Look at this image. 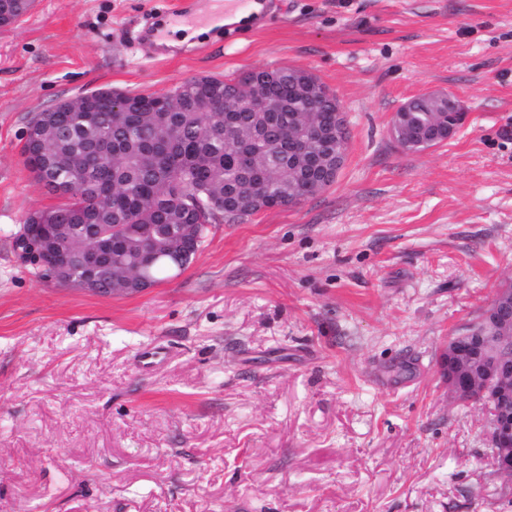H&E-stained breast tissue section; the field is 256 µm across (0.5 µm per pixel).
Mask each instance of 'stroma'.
Wrapping results in <instances>:
<instances>
[{"mask_svg": "<svg viewBox=\"0 0 512 512\" xmlns=\"http://www.w3.org/2000/svg\"><path fill=\"white\" fill-rule=\"evenodd\" d=\"M168 6L36 0L0 28V512H512L444 367L512 282V0H277L261 31L156 56L136 34ZM279 67L347 115L326 190L212 225L133 295L16 261L26 215L57 202L21 155L35 113ZM423 94L465 120L411 153L392 117Z\"/></svg>", "mask_w": 512, "mask_h": 512, "instance_id": "obj_1", "label": "stroma"}]
</instances>
